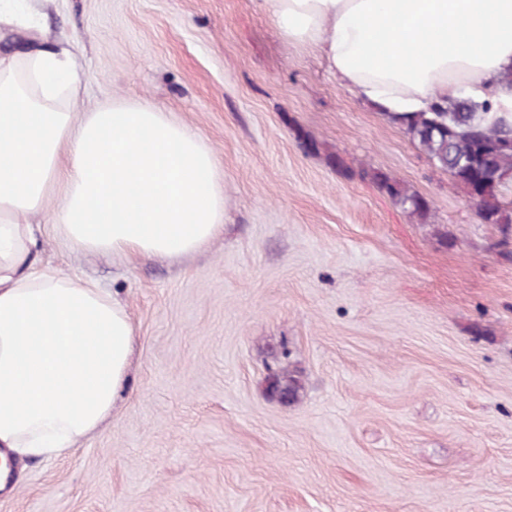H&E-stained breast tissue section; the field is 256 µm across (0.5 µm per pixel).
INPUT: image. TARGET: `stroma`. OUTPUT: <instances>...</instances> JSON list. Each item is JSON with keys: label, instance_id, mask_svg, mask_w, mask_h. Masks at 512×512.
Returning a JSON list of instances; mask_svg holds the SVG:
<instances>
[{"label": "stroma", "instance_id": "obj_1", "mask_svg": "<svg viewBox=\"0 0 512 512\" xmlns=\"http://www.w3.org/2000/svg\"><path fill=\"white\" fill-rule=\"evenodd\" d=\"M0 14L1 57L76 45L78 111L154 105L224 183L223 234L176 261L41 231L40 262L125 303L132 379L70 455L16 460L0 512H512V253L447 172L252 0ZM366 169L427 198V222ZM272 368L298 401L267 395Z\"/></svg>", "mask_w": 512, "mask_h": 512}]
</instances>
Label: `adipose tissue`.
Listing matches in <instances>:
<instances>
[{
	"mask_svg": "<svg viewBox=\"0 0 512 512\" xmlns=\"http://www.w3.org/2000/svg\"><path fill=\"white\" fill-rule=\"evenodd\" d=\"M381 112L465 96L512 114V0H253ZM67 48L0 58V448L60 458L110 422L135 329L96 281L40 265L35 216L83 251L178 258L224 230L211 150L149 104L77 113ZM63 195L49 201L55 184Z\"/></svg>",
	"mask_w": 512,
	"mask_h": 512,
	"instance_id": "obj_1",
	"label": "adipose tissue"
}]
</instances>
